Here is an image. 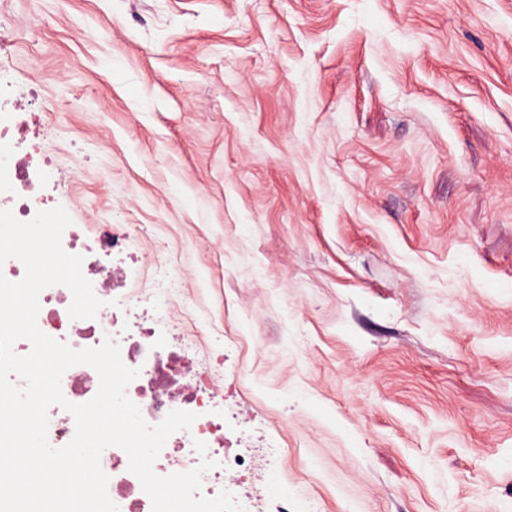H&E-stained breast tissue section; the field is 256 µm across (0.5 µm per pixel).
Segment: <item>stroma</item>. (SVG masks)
<instances>
[{"instance_id": "1", "label": "stroma", "mask_w": 512, "mask_h": 512, "mask_svg": "<svg viewBox=\"0 0 512 512\" xmlns=\"http://www.w3.org/2000/svg\"><path fill=\"white\" fill-rule=\"evenodd\" d=\"M73 223L321 512H512V0H0Z\"/></svg>"}]
</instances>
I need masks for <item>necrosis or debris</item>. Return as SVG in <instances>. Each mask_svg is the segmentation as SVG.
<instances>
[{
	"mask_svg": "<svg viewBox=\"0 0 512 512\" xmlns=\"http://www.w3.org/2000/svg\"><path fill=\"white\" fill-rule=\"evenodd\" d=\"M32 104L43 112L56 109L52 100L36 103L22 93L16 97L11 111H0V210H11L22 221L46 210L41 186L51 168L49 146H41L35 154L26 144L28 107ZM126 237L127 232L120 224L103 225L95 235L73 226L63 233L64 250L83 256V274L92 282L98 298H112L115 290L126 282L127 274L122 264L98 266L90 258L121 250ZM165 281V270H158L148 300L132 295L117 305L101 308L96 318L82 320L68 315L72 295L66 287L46 288L39 297L37 324L45 334L76 350L97 346L108 336L115 339L123 362L140 371L127 394L148 424H159L175 409L195 413L190 431L177 432L168 439L155 463L158 474L188 471L200 467L203 459L214 460V467L202 475L200 495L211 498L226 490L233 494L243 512H265L268 498L288 497L277 465L281 449L275 440L266 438L259 446L244 448L231 457L225 455L224 440L235 432L236 424L227 420L220 408L207 373L194 370L184 349L166 357L161 354V336L169 323L171 297ZM198 440L206 444V454L195 450ZM101 466L109 477L108 494L118 512H152L151 501L138 478L129 471L122 449H105Z\"/></svg>",
	"mask_w": 512,
	"mask_h": 512,
	"instance_id": "obj_1",
	"label": "necrosis or debris"
}]
</instances>
